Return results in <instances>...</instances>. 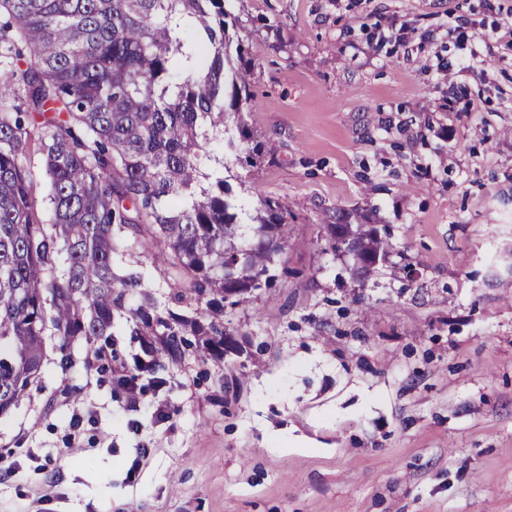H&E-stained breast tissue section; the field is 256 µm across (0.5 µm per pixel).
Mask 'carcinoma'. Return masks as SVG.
I'll list each match as a JSON object with an SVG mask.
<instances>
[{"label": "carcinoma", "mask_w": 512, "mask_h": 512, "mask_svg": "<svg viewBox=\"0 0 512 512\" xmlns=\"http://www.w3.org/2000/svg\"><path fill=\"white\" fill-rule=\"evenodd\" d=\"M231 2L0 0V415L39 378L46 333L62 348L112 345L115 312L145 287L137 270L112 273L124 233L191 306L162 315L140 293L138 371L177 363L192 345L223 360L225 310L275 279L288 208L258 191L248 210L207 150L231 118L235 160L254 168L264 157L241 118L255 63L229 36ZM40 175L49 220L33 196ZM326 230L335 253L338 240L356 244L359 280L393 250L357 211L336 210Z\"/></svg>", "instance_id": "obj_1"}]
</instances>
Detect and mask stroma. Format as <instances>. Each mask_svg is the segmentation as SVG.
Returning <instances> with one entry per match:
<instances>
[{"label": "stroma", "instance_id": "obj_1", "mask_svg": "<svg viewBox=\"0 0 512 512\" xmlns=\"http://www.w3.org/2000/svg\"><path fill=\"white\" fill-rule=\"evenodd\" d=\"M232 11L265 161L230 183L288 206L275 286L226 311L236 353L142 373L134 400L46 337L0 416V512H512V0ZM340 208L391 234L362 281L325 248ZM134 265L178 310L142 249L114 257ZM137 303L114 318L124 363Z\"/></svg>", "mask_w": 512, "mask_h": 512}]
</instances>
